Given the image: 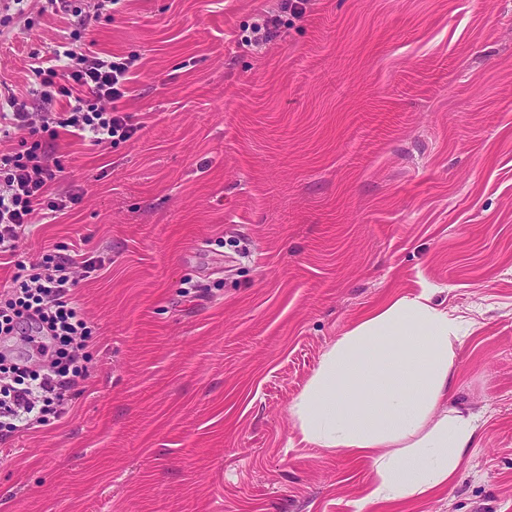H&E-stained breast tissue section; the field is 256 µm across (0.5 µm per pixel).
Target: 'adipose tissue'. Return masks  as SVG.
<instances>
[{
	"instance_id": "obj_1",
	"label": "adipose tissue",
	"mask_w": 512,
	"mask_h": 512,
	"mask_svg": "<svg viewBox=\"0 0 512 512\" xmlns=\"http://www.w3.org/2000/svg\"><path fill=\"white\" fill-rule=\"evenodd\" d=\"M434 291L392 297L329 346L290 408L301 439L372 466L371 504H400L453 481L478 425L457 401L458 317Z\"/></svg>"
}]
</instances>
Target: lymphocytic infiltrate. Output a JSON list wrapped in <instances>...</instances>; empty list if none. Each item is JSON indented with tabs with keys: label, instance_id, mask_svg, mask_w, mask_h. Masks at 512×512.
Listing matches in <instances>:
<instances>
[{
	"label": "lymphocytic infiltrate",
	"instance_id": "obj_1",
	"mask_svg": "<svg viewBox=\"0 0 512 512\" xmlns=\"http://www.w3.org/2000/svg\"><path fill=\"white\" fill-rule=\"evenodd\" d=\"M132 67L128 57L88 55L67 46L31 66L41 97L53 109L33 112L16 95L0 96V136L23 134L16 148L0 152V255L16 259L12 284L0 291V340L24 323L41 338L35 362L13 361L0 351V437L39 429L50 414L63 417L88 373L83 348L91 326L73 299L78 261L47 255L29 263L18 259V243L33 215L57 213L78 201L74 194L51 195L62 165L46 150L45 137L64 133L106 147L136 133L122 108Z\"/></svg>",
	"mask_w": 512,
	"mask_h": 512
}]
</instances>
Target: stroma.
Returning a JSON list of instances; mask_svg holds the SVG:
<instances>
[{
    "instance_id": "stroma-1",
    "label": "stroma",
    "mask_w": 512,
    "mask_h": 512,
    "mask_svg": "<svg viewBox=\"0 0 512 512\" xmlns=\"http://www.w3.org/2000/svg\"><path fill=\"white\" fill-rule=\"evenodd\" d=\"M0 0V93L43 101L68 34L136 56L104 149L60 135L57 195L18 252L103 258L66 416L0 440V512H354L371 467L305 442L290 407L389 296L464 317L457 398L479 440L395 512H512V0ZM275 35L253 40L266 17Z\"/></svg>"
}]
</instances>
